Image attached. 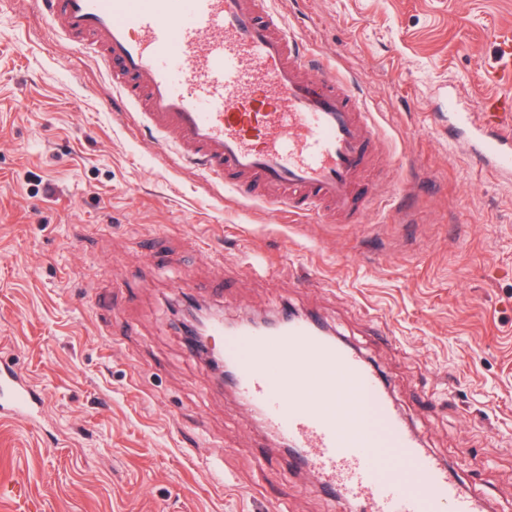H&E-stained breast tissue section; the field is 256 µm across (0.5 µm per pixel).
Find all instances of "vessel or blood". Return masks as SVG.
Returning <instances> with one entry per match:
<instances>
[{
	"instance_id": "vessel-or-blood-1",
	"label": "vessel or blood",
	"mask_w": 512,
	"mask_h": 512,
	"mask_svg": "<svg viewBox=\"0 0 512 512\" xmlns=\"http://www.w3.org/2000/svg\"><path fill=\"white\" fill-rule=\"evenodd\" d=\"M53 32L102 65L113 92L179 161L244 200L360 223L379 129L333 60L307 56L271 0H38ZM470 163L512 182V94L465 126ZM233 384L277 442L315 468L338 512H486L406 424L375 369L310 320L216 321ZM46 395L0 358V419L37 424Z\"/></svg>"
}]
</instances>
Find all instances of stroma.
Instances as JSON below:
<instances>
[{
	"mask_svg": "<svg viewBox=\"0 0 512 512\" xmlns=\"http://www.w3.org/2000/svg\"><path fill=\"white\" fill-rule=\"evenodd\" d=\"M381 132L361 223L234 199L112 107L34 0L0 6V356L46 393L0 420V512H334L185 343L191 295L313 315L425 448L512 512V184L448 141L479 113L512 0H273Z\"/></svg>",
	"mask_w": 512,
	"mask_h": 512,
	"instance_id": "obj_1",
	"label": "stroma"
}]
</instances>
